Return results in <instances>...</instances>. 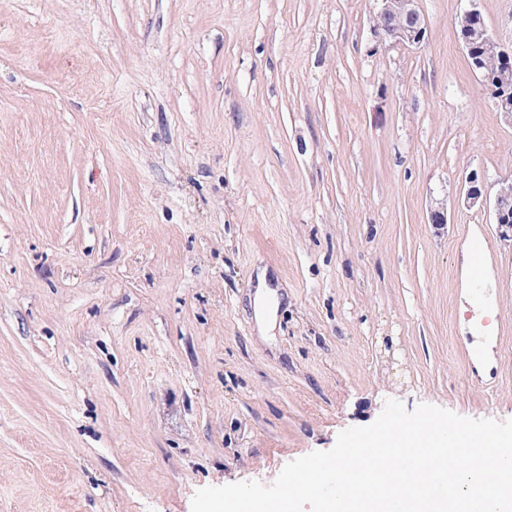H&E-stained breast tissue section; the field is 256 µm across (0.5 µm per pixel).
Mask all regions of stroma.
Here are the masks:
<instances>
[{
  "mask_svg": "<svg viewBox=\"0 0 512 512\" xmlns=\"http://www.w3.org/2000/svg\"><path fill=\"white\" fill-rule=\"evenodd\" d=\"M418 6L408 47L377 0H0V512H191L389 399L512 418V243L463 200L512 126L467 0ZM377 2H379L378 20L396 15L407 21V25L400 28H392L377 22L374 25V33L381 40L406 46L419 45L424 41L427 27L418 9V0H377ZM475 242L470 245L468 255V278L469 280L472 279L473 282L477 283L480 281L481 275L485 274L488 264V256L483 243Z\"/></svg>",
  "mask_w": 512,
  "mask_h": 512,
  "instance_id": "35a3bbf8",
  "label": "stroma"
}]
</instances>
